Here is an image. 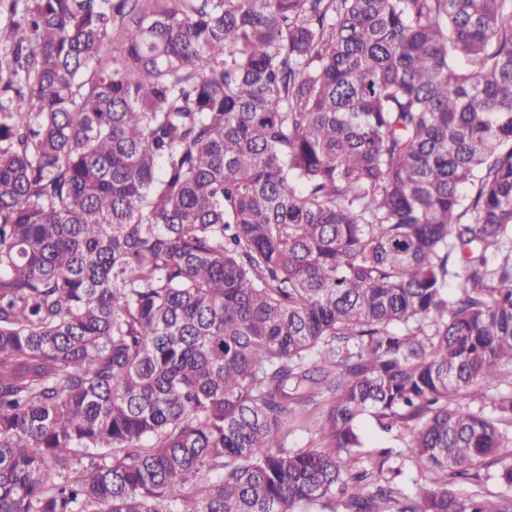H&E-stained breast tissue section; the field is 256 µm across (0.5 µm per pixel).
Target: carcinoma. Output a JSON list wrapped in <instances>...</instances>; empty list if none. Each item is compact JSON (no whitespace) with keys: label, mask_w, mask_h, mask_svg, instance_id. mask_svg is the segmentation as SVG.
Here are the masks:
<instances>
[{"label":"carcinoma","mask_w":512,"mask_h":512,"mask_svg":"<svg viewBox=\"0 0 512 512\" xmlns=\"http://www.w3.org/2000/svg\"><path fill=\"white\" fill-rule=\"evenodd\" d=\"M3 39L0 512H512V395L459 403L512 367V0H28ZM367 413L431 486L347 468ZM285 434L286 446L288 449L321 448L327 444L324 439H321L319 436L304 429L296 427L293 423L288 424ZM450 488L463 499H469L476 496L495 499L497 495L506 490L505 487H502L494 481L478 484L474 480L462 478L454 479Z\"/></svg>","instance_id":"cac0c4a2"}]
</instances>
